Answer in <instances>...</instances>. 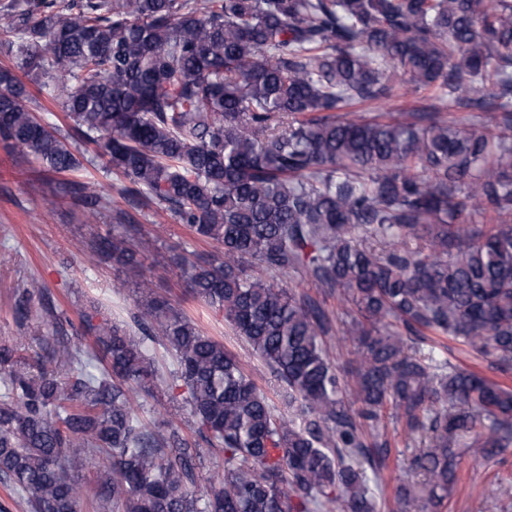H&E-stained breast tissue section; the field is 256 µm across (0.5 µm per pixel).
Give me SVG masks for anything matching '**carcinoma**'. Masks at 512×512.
Masks as SVG:
<instances>
[{"label": "carcinoma", "instance_id": "carcinoma-1", "mask_svg": "<svg viewBox=\"0 0 512 512\" xmlns=\"http://www.w3.org/2000/svg\"><path fill=\"white\" fill-rule=\"evenodd\" d=\"M0 55V140L54 174L91 144L128 181L125 203L146 198L213 245L173 262L283 390L278 407L146 279L129 328L82 313L96 373L81 342L36 360L0 342V480L30 512H80L90 468L97 512H377L367 471L388 417L423 445L397 501L441 512L461 454L512 447V388L420 346L448 336L512 371V0H0ZM394 76L433 101L363 115ZM25 78L65 129L26 104ZM62 193L101 203L83 182ZM119 214L99 247L136 271L153 242L131 247ZM288 272L353 306L352 406L324 347L330 316L270 280ZM35 293L62 326L35 280L17 318ZM156 342L198 442L133 405L162 386ZM202 442L224 452L204 485Z\"/></svg>", "mask_w": 512, "mask_h": 512}]
</instances>
